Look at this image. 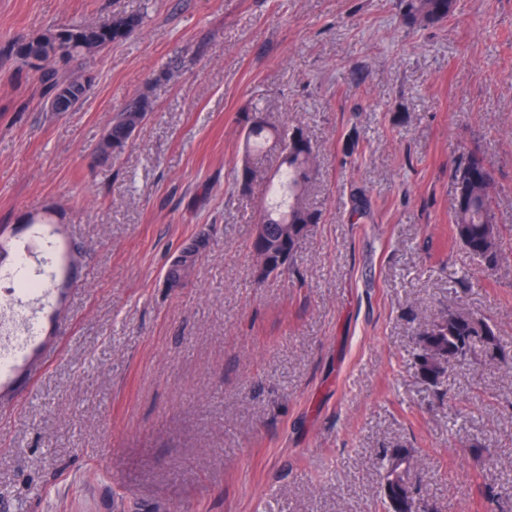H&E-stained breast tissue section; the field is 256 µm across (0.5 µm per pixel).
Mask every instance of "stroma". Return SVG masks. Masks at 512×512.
Instances as JSON below:
<instances>
[{"mask_svg":"<svg viewBox=\"0 0 512 512\" xmlns=\"http://www.w3.org/2000/svg\"><path fill=\"white\" fill-rule=\"evenodd\" d=\"M116 13L144 25L69 63L94 80L78 111L0 57V225L53 207L85 252L45 358L0 401V512H384L396 448L416 512H512V365L478 352L435 386L415 366L452 306L512 356V0L421 26L398 0H0V38ZM141 93L148 120L97 159ZM254 110L316 146L322 214L261 284L267 189L231 184ZM474 149L497 185L491 271L448 231ZM205 241L202 237H197L185 242L177 251L172 255L169 268L178 272L175 278H169L167 283L169 287L179 288L193 273V266L190 259L198 253L204 251Z\"/></svg>","mask_w":512,"mask_h":512,"instance_id":"35a3bbf8","label":"stroma"}]
</instances>
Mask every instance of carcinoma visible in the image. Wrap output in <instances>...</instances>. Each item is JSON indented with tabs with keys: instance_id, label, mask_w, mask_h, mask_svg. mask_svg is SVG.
<instances>
[{
	"instance_id": "1",
	"label": "carcinoma",
	"mask_w": 512,
	"mask_h": 512,
	"mask_svg": "<svg viewBox=\"0 0 512 512\" xmlns=\"http://www.w3.org/2000/svg\"><path fill=\"white\" fill-rule=\"evenodd\" d=\"M403 17L411 25L438 23L452 13L453 0H401ZM143 26V17L133 14H115L95 24L65 23L51 25L32 36L18 37L0 45V55L14 57L29 69L39 73L42 95L50 101L60 86L66 84L86 100L93 89L91 78L73 75L57 68V57L85 59L98 54L106 46L123 41ZM152 104L148 95L134 97L112 117L108 127L110 154L120 155L133 137L134 130L143 125ZM244 134V151L240 164L233 169V184L246 192L252 183L266 176L259 165L260 156L268 145L279 152L281 164L269 177L268 188L285 184L288 201L284 204L266 200L253 236H268L270 270L257 275L260 280L287 272L304 239L315 224L318 212L309 208L305 193L315 176L316 151L304 131L286 123L276 124L262 112H244L239 117ZM484 164L485 158L477 151L467 152L453 173L454 208L449 231L474 259L487 268L498 265L501 255V236L492 212L495 179L487 183L469 184L467 166ZM434 343L446 351L451 347H465L464 356L481 351L485 354L501 352L500 340L493 326L482 316L461 307H450L448 312L426 329L419 340L416 365L428 382L440 384L445 368H434L425 362L427 345ZM411 467L399 471L388 484V491L397 502H402L405 485L410 482Z\"/></svg>"
}]
</instances>
